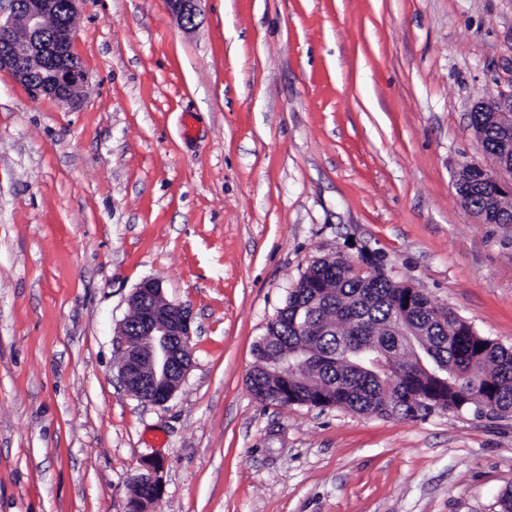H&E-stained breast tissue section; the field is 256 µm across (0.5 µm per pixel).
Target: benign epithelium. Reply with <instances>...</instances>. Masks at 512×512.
Segmentation results:
<instances>
[{
	"instance_id": "7a95c632",
	"label": "benign epithelium",
	"mask_w": 512,
	"mask_h": 512,
	"mask_svg": "<svg viewBox=\"0 0 512 512\" xmlns=\"http://www.w3.org/2000/svg\"><path fill=\"white\" fill-rule=\"evenodd\" d=\"M81 0H0V71L6 70L35 97L74 105L87 74L74 53V38ZM199 0H168L184 27L195 25ZM476 112H491L504 127H512V94L482 101ZM495 185L497 197L512 206V180L506 182L477 164H466L456 174L455 185L475 172ZM131 307H139L141 327L119 324L122 344L119 366L124 390L144 404L163 405L180 388L191 368L190 316L186 308L165 298L162 284L147 279L132 293ZM164 461L142 463L135 482L152 487V494L134 497L127 512H147L163 484Z\"/></svg>"
}]
</instances>
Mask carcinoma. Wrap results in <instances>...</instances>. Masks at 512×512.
<instances>
[{
	"label": "carcinoma",
	"mask_w": 512,
	"mask_h": 512,
	"mask_svg": "<svg viewBox=\"0 0 512 512\" xmlns=\"http://www.w3.org/2000/svg\"><path fill=\"white\" fill-rule=\"evenodd\" d=\"M471 123L490 153L512 139L490 112L474 113ZM462 191L473 213L512 225V213L500 208L481 180L463 182ZM365 262V273L351 272L340 254L311 264L254 345L257 366L248 377L253 396L281 404L283 378L267 367L302 345L310 357L288 373L294 405L333 403L359 414L403 418L438 410L512 414V348L480 335L452 309L409 296L378 263Z\"/></svg>",
	"instance_id": "obj_1"
}]
</instances>
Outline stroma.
I'll list each match as a JSON object with an SVG mask.
<instances>
[{"label": "stroma", "instance_id": "obj_1", "mask_svg": "<svg viewBox=\"0 0 512 512\" xmlns=\"http://www.w3.org/2000/svg\"><path fill=\"white\" fill-rule=\"evenodd\" d=\"M81 0L78 104L0 72V512H498L512 415L261 403L253 346L314 260L367 255L512 347V226L455 188L512 92V0ZM147 278L192 366L146 406L117 326ZM164 461L158 458H149L142 463L141 472L135 476V482L141 485L146 483L147 485L140 486L137 489L134 486L136 494L139 496H145L150 494V488L152 487V494L145 497H133L127 507V512H146L148 506L158 497L160 494L163 484L164 474Z\"/></svg>", "mask_w": 512, "mask_h": 512}]
</instances>
